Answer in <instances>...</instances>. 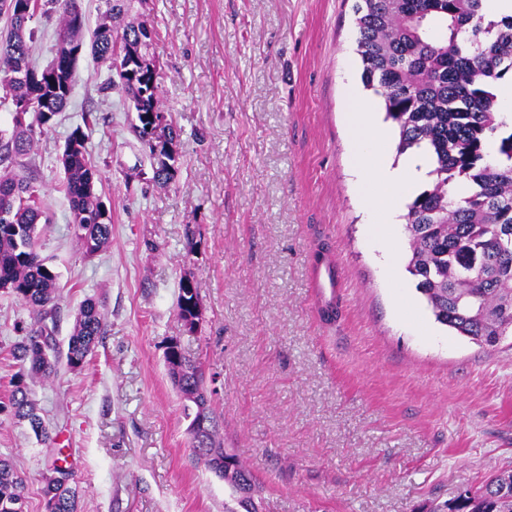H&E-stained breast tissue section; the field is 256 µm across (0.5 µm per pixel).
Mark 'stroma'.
Returning <instances> with one entry per match:
<instances>
[{"mask_svg":"<svg viewBox=\"0 0 512 512\" xmlns=\"http://www.w3.org/2000/svg\"><path fill=\"white\" fill-rule=\"evenodd\" d=\"M356 0H132L147 22L161 106L180 131L177 174L152 182L136 114L91 56L30 158L59 276L55 336L80 303L104 329L81 370L30 385L54 444L0 413V455L29 478L64 454L80 512H224L229 490L187 444L170 342L200 364L219 435L263 484L264 512H426L512 465V335L486 347L438 323L408 272L401 224H371L350 174L347 79H360ZM112 208L85 256L58 154L82 109ZM332 272L317 297L314 272ZM203 316L178 315L182 278ZM31 309L0 290V401Z\"/></svg>","mask_w":512,"mask_h":512,"instance_id":"obj_1","label":"stroma"}]
</instances>
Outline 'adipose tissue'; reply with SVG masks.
Wrapping results in <instances>:
<instances>
[{
    "label": "adipose tissue",
    "mask_w": 512,
    "mask_h": 512,
    "mask_svg": "<svg viewBox=\"0 0 512 512\" xmlns=\"http://www.w3.org/2000/svg\"><path fill=\"white\" fill-rule=\"evenodd\" d=\"M345 120L352 144V175L369 222L398 223L407 201L427 180L429 158L411 152L401 160H391L383 150L390 131L366 98L355 97L354 108Z\"/></svg>",
    "instance_id": "ef3b65f1"
}]
</instances>
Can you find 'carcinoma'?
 Returning <instances> with one entry per match:
<instances>
[{"mask_svg":"<svg viewBox=\"0 0 512 512\" xmlns=\"http://www.w3.org/2000/svg\"><path fill=\"white\" fill-rule=\"evenodd\" d=\"M25 0H0L10 35L0 38V89L13 105L31 103L30 118L0 128V287L10 291L34 314V322L14 343L11 356L18 370L0 413L28 422L36 438L52 441L34 402L28 381L48 380L61 357L75 371L84 367L103 330L98 302L79 306L67 352L57 345L53 323L59 299L58 275L38 252L44 199L34 186L27 156L36 134L44 133L70 101L67 85L75 82L78 58L71 50L90 48L107 67L117 50L139 55L153 31L145 21L130 22L120 35L112 22L127 0H104L106 6L90 42L76 0H39L38 12L17 13ZM483 0H359L354 13L359 29L362 81L383 97L386 118L399 129L402 154L425 148L432 169L425 188L409 203L405 230L411 257L408 270L417 280L437 322L480 345H493L512 334V131L496 109V87L512 78V15L487 21ZM58 14L59 36L52 60L44 67L32 61L33 20ZM104 91H118L134 105L133 132L149 148L153 181L174 178L177 160L165 142L178 139L172 121L162 134L147 138L155 116L165 115L158 86L142 75L121 72L108 79ZM82 123L69 133L59 154L60 189L71 204V224L83 253L92 256L112 237V210L97 188L98 174L87 150L86 130L100 117L82 112ZM201 302L198 288L179 284V316L194 329L192 307ZM169 375L185 402L186 416L209 421V432L190 437L196 457L224 479L237 507L225 512H262V488L234 454L224 455L217 440L219 421L199 366L179 343L165 353ZM26 480L0 457V512H26ZM43 508L78 512V491L63 458L42 476ZM449 512H512V468H502L462 500L448 503Z\"/></svg>","mask_w":512,"mask_h":512,"instance_id":"cac0c4a2","label":"carcinoma"}]
</instances>
